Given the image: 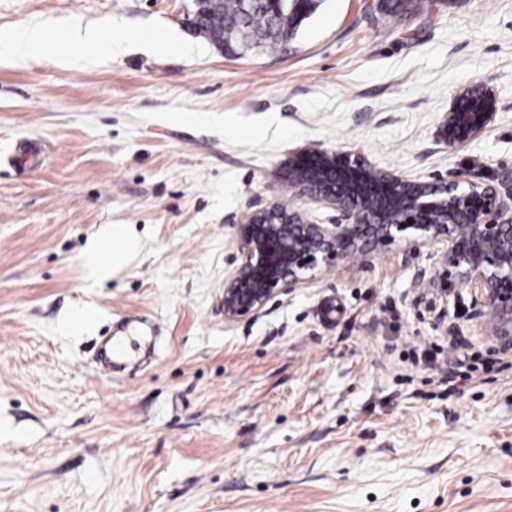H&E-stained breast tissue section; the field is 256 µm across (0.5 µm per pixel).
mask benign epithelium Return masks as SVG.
Instances as JSON below:
<instances>
[{
  "mask_svg": "<svg viewBox=\"0 0 512 512\" xmlns=\"http://www.w3.org/2000/svg\"><path fill=\"white\" fill-rule=\"evenodd\" d=\"M494 115L493 91L468 86L446 114L441 136L448 146H460L479 136ZM283 169L303 195L336 209L345 222L319 224L278 205L244 216L238 263L224 278L225 320L257 314L337 261L397 241L415 249L442 243L448 274L490 307L496 335H512V204L496 187L471 179L427 183L381 171L371 187L363 180L369 161L350 151L297 150Z\"/></svg>",
  "mask_w": 512,
  "mask_h": 512,
  "instance_id": "obj_1",
  "label": "benign epithelium"
}]
</instances>
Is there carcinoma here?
<instances>
[{"label":"carcinoma","instance_id":"cac0c4a2","mask_svg":"<svg viewBox=\"0 0 512 512\" xmlns=\"http://www.w3.org/2000/svg\"><path fill=\"white\" fill-rule=\"evenodd\" d=\"M312 5L305 0L278 11L269 0H201L193 29L224 53L274 49L294 35Z\"/></svg>","mask_w":512,"mask_h":512}]
</instances>
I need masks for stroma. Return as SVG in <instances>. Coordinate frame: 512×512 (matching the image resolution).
Instances as JSON below:
<instances>
[{
	"mask_svg": "<svg viewBox=\"0 0 512 512\" xmlns=\"http://www.w3.org/2000/svg\"><path fill=\"white\" fill-rule=\"evenodd\" d=\"M192 11L0 0V31L135 40L80 70L54 43L0 55V512H512V369L452 382L408 357L456 325L512 357L442 245L323 268L247 319L222 303L245 214L336 221L282 176L297 149L512 194V0H315L287 45L241 56L195 35ZM473 84L494 119L448 147ZM105 224L143 249L91 288ZM82 306L93 322L66 329ZM132 328L140 347L102 373L101 337Z\"/></svg>",
	"mask_w": 512,
	"mask_h": 512,
	"instance_id": "1",
	"label": "stroma"
}]
</instances>
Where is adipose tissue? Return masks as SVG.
<instances>
[{
  "mask_svg": "<svg viewBox=\"0 0 512 512\" xmlns=\"http://www.w3.org/2000/svg\"><path fill=\"white\" fill-rule=\"evenodd\" d=\"M51 34L38 26L20 27L0 32V53L13 58L36 59L43 55ZM70 40L75 51L55 56V63L75 69L97 62L99 57L120 55L130 45L127 38L103 44L96 29L76 28ZM141 248L140 240L130 233L127 225L107 224L100 227L86 252V279L98 284L109 279Z\"/></svg>",
  "mask_w": 512,
  "mask_h": 512,
  "instance_id": "adipose-tissue-1",
  "label": "adipose tissue"
}]
</instances>
